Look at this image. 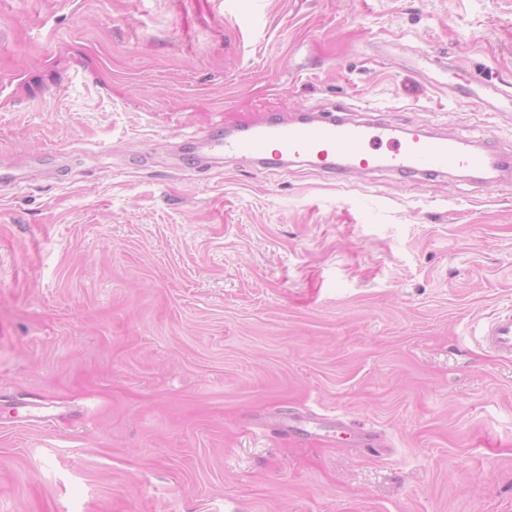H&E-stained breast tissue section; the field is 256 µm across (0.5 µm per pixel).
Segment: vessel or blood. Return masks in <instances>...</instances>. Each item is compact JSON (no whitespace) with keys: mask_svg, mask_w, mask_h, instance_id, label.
<instances>
[{"mask_svg":"<svg viewBox=\"0 0 512 512\" xmlns=\"http://www.w3.org/2000/svg\"><path fill=\"white\" fill-rule=\"evenodd\" d=\"M212 143L225 154L250 157L266 169L303 159L333 175L368 170L382 162L411 179L464 171L479 180L488 170L499 177L512 172L511 156L411 123L396 131L378 122L357 120L347 112L302 113L291 119L268 112L261 123L246 122L215 134ZM482 344L512 360V310L485 324Z\"/></svg>","mask_w":512,"mask_h":512,"instance_id":"1","label":"vessel or blood"}]
</instances>
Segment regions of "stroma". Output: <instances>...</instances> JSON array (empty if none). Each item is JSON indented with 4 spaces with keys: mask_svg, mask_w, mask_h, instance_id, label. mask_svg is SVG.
Listing matches in <instances>:
<instances>
[{
    "mask_svg": "<svg viewBox=\"0 0 512 512\" xmlns=\"http://www.w3.org/2000/svg\"><path fill=\"white\" fill-rule=\"evenodd\" d=\"M240 9L0 0V512H512V361L479 341L512 179L203 146L367 106L512 153V109L467 101L512 83V0Z\"/></svg>",
    "mask_w": 512,
    "mask_h": 512,
    "instance_id": "stroma-1",
    "label": "stroma"
}]
</instances>
